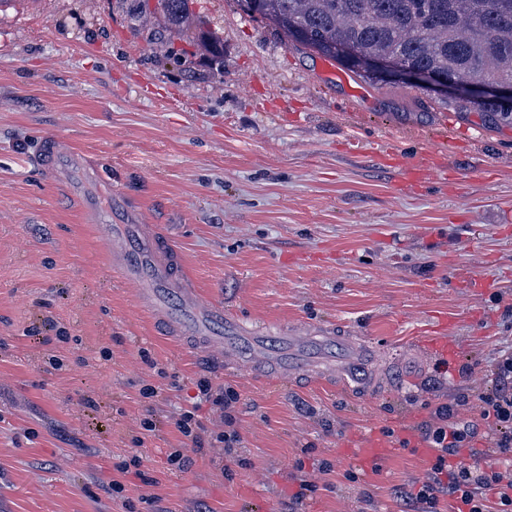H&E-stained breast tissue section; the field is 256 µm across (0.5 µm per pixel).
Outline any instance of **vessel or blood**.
<instances>
[{
	"label": "vessel or blood",
	"instance_id": "vessel-or-blood-1",
	"mask_svg": "<svg viewBox=\"0 0 512 512\" xmlns=\"http://www.w3.org/2000/svg\"><path fill=\"white\" fill-rule=\"evenodd\" d=\"M73 161L72 153L57 141H48L44 162L50 173H57ZM435 164L434 153H421L406 166L405 182H422L431 175ZM104 232L112 245L115 264L122 269L126 279L138 287L142 300L155 309L175 335L219 359L234 360L241 344L237 322L225 313L223 307L200 297L190 285L189 273L168 241L143 224H108ZM285 342L290 350L289 356L257 355L251 361L252 366L270 370L278 377L294 379L306 375L319 380L350 376L357 369L360 350L350 337L342 339L347 354L337 364L323 358H305L300 354L301 348L306 346L330 344L329 336L312 337L300 333L286 337ZM405 444L417 453L425 451L416 439H409ZM405 444L386 439L373 430L359 438L352 454L358 465L367 469L380 465Z\"/></svg>",
	"mask_w": 512,
	"mask_h": 512
}]
</instances>
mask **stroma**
Here are the masks:
<instances>
[{"label": "stroma", "instance_id": "obj_1", "mask_svg": "<svg viewBox=\"0 0 512 512\" xmlns=\"http://www.w3.org/2000/svg\"><path fill=\"white\" fill-rule=\"evenodd\" d=\"M154 5H0V512H283L304 480L299 512H400L396 488L432 458L401 448L369 473L346 447L421 430L443 403L473 425L480 464L504 465L479 396L512 351V124L405 82L339 80L238 0H193L224 43L214 59L149 22ZM52 138L84 164L48 174ZM388 139L407 160L436 149L447 183L403 191ZM118 219L166 234L245 335L357 339L356 375L263 379L203 359L115 271L99 227ZM446 317L449 371L415 345ZM203 377L239 395L237 452L168 470L189 445L179 413L224 429L196 403ZM135 456L144 478L118 476Z\"/></svg>", "mask_w": 512, "mask_h": 512}]
</instances>
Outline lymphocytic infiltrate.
I'll use <instances>...</instances> for the list:
<instances>
[{
  "label": "lymphocytic infiltrate",
  "mask_w": 512,
  "mask_h": 512,
  "mask_svg": "<svg viewBox=\"0 0 512 512\" xmlns=\"http://www.w3.org/2000/svg\"><path fill=\"white\" fill-rule=\"evenodd\" d=\"M498 384L481 397L484 418L493 421L495 446L500 453H512V352L500 355L495 364ZM436 422L426 424L421 433L436 451L426 478L400 489L397 496L403 512H440L441 498L456 502L455 512L490 511L484 490L497 494V511L512 512V468L499 469L457 462L461 449L471 447L475 432L467 424L454 422L448 406L436 409Z\"/></svg>",
  "instance_id": "f902f5d3"
}]
</instances>
